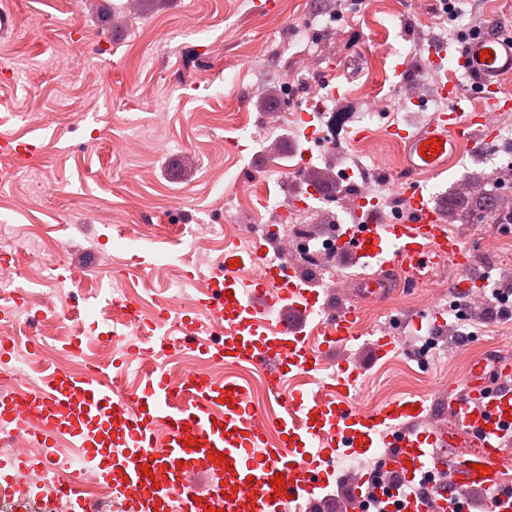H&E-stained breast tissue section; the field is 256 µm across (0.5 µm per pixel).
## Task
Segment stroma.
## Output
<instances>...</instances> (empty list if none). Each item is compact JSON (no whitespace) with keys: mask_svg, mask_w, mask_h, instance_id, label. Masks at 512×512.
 I'll return each mask as SVG.
<instances>
[{"mask_svg":"<svg viewBox=\"0 0 512 512\" xmlns=\"http://www.w3.org/2000/svg\"><path fill=\"white\" fill-rule=\"evenodd\" d=\"M274 2L260 13L255 0H0L11 18L9 30L0 33V62L22 74L17 81L0 76V138H33L39 145L36 166L0 190V225L59 240L50 260L64 254L78 267L76 278L50 292L37 267L26 257L17 259L20 286L42 293L40 310L59 315L53 332L80 338L86 357L99 356L96 338L108 327L102 313L120 316L103 300L113 282L124 281L141 300L159 304L169 299L167 277L178 276L186 297H200V281L184 274L222 260L224 244L209 242L197 251L190 245L194 231L232 220L237 230L230 238L247 253L255 239L252 225L278 221L263 198L301 197L305 171H349L337 188L352 194L370 185V198L383 212L403 214V199L393 189L401 149L385 129L423 128L452 107L435 78L419 68L432 44H457L459 27L449 19L445 0ZM125 11L129 22H110L111 14ZM305 28L310 38L299 39ZM84 39L103 41L109 55L88 59L79 48ZM214 41L223 43V56L208 55ZM302 58L306 82L294 88L287 105L291 120L262 125L261 92L283 85ZM406 61L422 104L397 113L391 107L399 92L395 70ZM337 85L343 89L338 97L331 93ZM314 95L321 96L323 109L307 122L302 112ZM362 112L375 118L369 137L359 141ZM336 114L346 117L335 133L338 147L310 146L306 127L326 139ZM257 130L262 140L252 139ZM218 138L226 143L220 153L211 148ZM497 173L512 174V130H500L493 142L419 183L444 206L450 187L468 177H483V189L495 191ZM450 230L491 287H512V241L504 240V225L471 216ZM162 255L173 262L163 277L154 271ZM362 271L341 256L320 273L302 269L331 307L356 303L332 288L331 276ZM457 276L449 263L433 292L407 285L388 301L360 304L365 325L391 326L402 337L400 352L383 360H373L361 340L326 352L330 366L340 357L366 364L363 406L422 393L434 397L433 410L442 413L437 397L449 376L478 356H512V319L482 305L468 311L470 335L462 344L429 323L414 326L428 309L448 313L455 302L449 287ZM0 332L21 345L53 333L23 310L0 316ZM429 338L439 354L435 363L420 356Z\"/></svg>","mask_w":512,"mask_h":512,"instance_id":"stroma-1","label":"stroma"}]
</instances>
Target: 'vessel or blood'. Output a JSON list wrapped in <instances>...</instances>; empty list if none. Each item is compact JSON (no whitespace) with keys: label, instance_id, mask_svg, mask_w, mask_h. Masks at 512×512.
Returning <instances> with one entry per match:
<instances>
[{"label":"vessel or blood","instance_id":"b4317fda","mask_svg":"<svg viewBox=\"0 0 512 512\" xmlns=\"http://www.w3.org/2000/svg\"><path fill=\"white\" fill-rule=\"evenodd\" d=\"M449 63L472 79L485 106L464 110L459 85L443 80L438 92L454 101V109L422 129L388 128V136L405 148L406 173L394 188L406 215L388 218L360 196L356 223L339 231L342 252L378 267L376 278L361 290L364 299L389 297L386 274L412 281L438 273L449 260L463 274L456 294L467 303L482 296L471 285L469 250L412 176L435 173L477 142L493 140L495 114L512 109V98L499 88L501 79L512 75V40L481 33L457 49L431 46L424 61L437 72ZM431 139L441 141L442 149L428 155L424 148ZM243 258L255 270L247 279L235 268ZM207 279L205 297L159 312L150 356L167 353L180 339H196L195 314L206 311L220 339L201 345L204 359L261 369L279 416L268 417L250 404L239 381L196 371L176 381L154 371L140 378L129 396L116 395L111 373L128 364L118 358L80 375L55 369L32 395L0 394V445L11 446L22 436L47 449L62 441L79 449L98 478L111 484L118 512H288L298 500L322 512L320 491L338 458L377 448L384 449V468L402 488L399 512H470L469 490L479 494L483 512H512V475L500 465L512 444V384L506 381L512 359L495 357L491 375L488 363L471 361L446 388L451 428L437 423L424 428L420 422L431 412L427 396L366 409L359 403L364 366L340 359L324 374L325 352L358 340L360 309H329L319 291L308 289L284 245L271 248L258 241L243 256L235 242H225L224 260ZM313 315L321 318L316 343L303 332ZM170 321L178 325L179 337L164 332ZM369 341L380 359L400 349L399 337L384 330L370 334ZM290 373L324 375L323 394L287 391ZM457 431L469 438L471 449L455 447ZM279 473L281 486L274 482ZM419 484L428 496L412 494Z\"/></svg>","mask_w":512,"mask_h":512}]
</instances>
